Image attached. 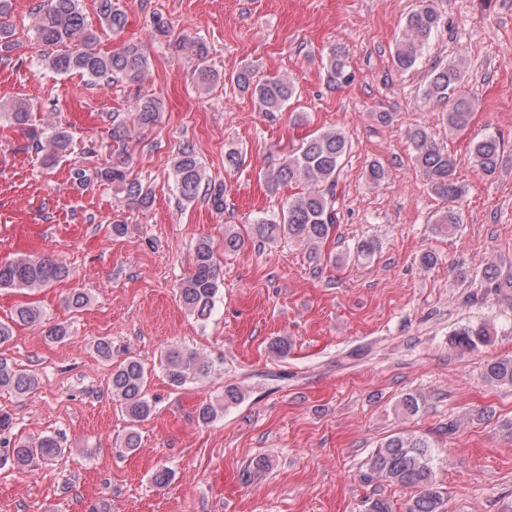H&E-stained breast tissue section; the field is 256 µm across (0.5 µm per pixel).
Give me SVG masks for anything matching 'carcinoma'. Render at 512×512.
Returning <instances> with one entry per match:
<instances>
[{
	"instance_id": "cac0c4a2",
	"label": "carcinoma",
	"mask_w": 512,
	"mask_h": 512,
	"mask_svg": "<svg viewBox=\"0 0 512 512\" xmlns=\"http://www.w3.org/2000/svg\"><path fill=\"white\" fill-rule=\"evenodd\" d=\"M101 24L114 32L126 24V12L120 0H96ZM10 12L9 0H0V46L4 55L0 61H12L15 30L5 21ZM441 26V16L433 0H417L416 8L408 15L404 37L395 51V64L400 70L412 69L422 57L432 37ZM31 30L37 42L44 46L68 45L64 52H46L40 55L41 64L56 74L81 73L93 82L107 83L119 77L136 81L148 68V57L134 43L116 51L98 49L99 35L86 22L78 0H39L32 13ZM176 47L194 52L198 63L194 70L196 83L208 87L217 76L204 66V45L189 36H182ZM328 77L337 85L349 80L346 55L331 50L327 60ZM461 81V68L449 64L434 68L427 77L425 95L445 106L444 120L448 131L461 133L470 124L473 104L469 97L457 92ZM235 84L253 97L263 112H281L296 94L294 84L281 77H261L251 66H244L234 74ZM162 111L161 102L151 96L139 99L133 122L146 128L152 126ZM18 128L24 137L18 150L31 153L44 166L54 165L73 145L69 132L56 125L39 126L34 123L29 106L22 101L0 104V119ZM111 121V137L122 142L128 133L125 119L116 113L107 115ZM417 166L430 181L432 190L450 202L462 199L464 187L456 179L460 164L446 146L438 142L429 128L416 125L407 131ZM501 140L489 134L474 142L469 159L488 175L494 174L500 164ZM348 149L344 132L334 129L309 135L279 165L267 174L268 188L275 192L291 182H303L307 190L286 201L278 217H260L250 225L251 238L262 244L296 242L317 249L326 241L336 225L334 190L342 159ZM174 178L179 200L193 202L206 198L218 212L224 211V186L205 178L204 171L193 146H183L173 162ZM71 184L85 189L95 183L117 186L126 201L139 206L150 203V196L141 182L127 179L125 162L119 160L107 168H88L76 165L69 171ZM435 224L452 233L459 229L462 213L450 208L438 216ZM70 275V269L51 256L20 257L0 263V288H43ZM221 268L214 249L207 239L198 241L193 258V269L180 286L183 307L200 319L211 316L218 293ZM492 332L486 323L466 327L453 334L451 344L461 351L471 350L490 341ZM167 377L176 386L198 379L212 372L211 362L195 352L172 348L165 355ZM147 371L139 360L130 357L116 365L108 385L112 399L118 403L129 419L138 423L152 412V405L144 393ZM483 381L498 387H512V356L489 361L482 373ZM35 385L29 372L0 357V389L16 395L27 394ZM241 391L233 386L224 389V404L203 403L198 408V421L208 424L224 408L241 399ZM63 448L52 436L33 442L0 439V463L9 461L21 470L33 471L61 455ZM370 477L389 483L420 489L405 512H442L443 496L435 487L431 444L424 438L409 434H395L375 449L368 462Z\"/></svg>"
}]
</instances>
